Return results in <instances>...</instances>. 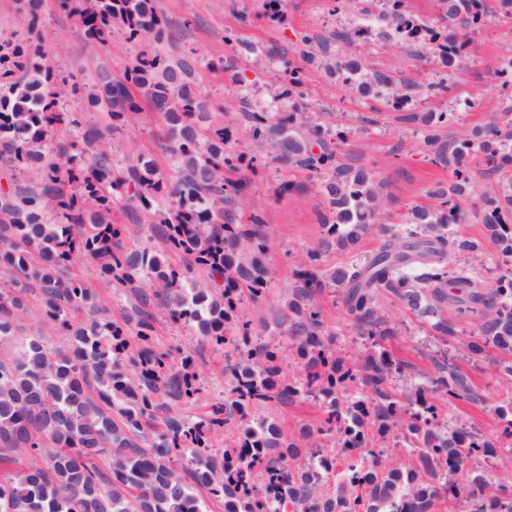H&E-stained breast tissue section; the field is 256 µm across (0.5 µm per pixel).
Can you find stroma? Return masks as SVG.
I'll list each match as a JSON object with an SVG mask.
<instances>
[{
	"instance_id": "stroma-1",
	"label": "stroma",
	"mask_w": 512,
	"mask_h": 512,
	"mask_svg": "<svg viewBox=\"0 0 512 512\" xmlns=\"http://www.w3.org/2000/svg\"><path fill=\"white\" fill-rule=\"evenodd\" d=\"M486 17L482 28L462 41L461 66L448 74L450 91L433 89L436 65L432 59L406 48L399 39L379 38L367 0H281L279 16H271L266 0H157L168 23L169 56L195 53L211 60L223 59L224 68L198 69L195 87L208 104L207 122L244 132L245 111L301 112L319 124L335 147L341 163L365 167L374 175L381 190L379 218L372 230L351 246L321 245L322 228L317 215L326 202L319 173L288 165L264 156L252 168L226 171L229 181L243 184L245 193L236 207L239 223H249L259 214L262 231L268 239L267 260L273 279L258 301H245L249 317L262 319L263 339L276 340L282 347L284 372L300 370L293 341L288 336V304L294 300L302 272L323 273L346 262L362 259L384 242L386 229L403 223L411 209L432 203L429 188L452 180L448 166L435 161L427 142L429 133L442 140L463 138L477 125L496 121L506 137L504 149L512 153V85H505L498 69L512 63V18L507 17L500 0H481ZM27 0H0V39L24 46H44L54 73L68 76L70 82L90 84L98 62H106L115 77L125 69L138 50L124 31L114 30L100 56L85 49L77 18L62 0H38V25H31ZM355 32L351 42L337 40L338 31ZM310 36L315 61L302 55L301 36ZM357 56L362 63L359 76L349 77L327 70L326 61ZM301 70L305 98L274 102L273 89L283 86L284 73ZM383 72L397 83L408 85L403 111H395L389 89L377 87L374 94L361 97L360 79ZM451 112L454 122L429 130L402 120L401 112ZM137 147L167 168L161 125L147 101H140L135 115L107 142L113 159L124 156L128 147ZM471 191L463 202L462 217L448 227L452 238H481L485 201L512 192V166L490 173L483 154L471 159ZM112 221L126 225L129 242L166 257L174 267L187 265L182 255L169 253L163 236L156 231L149 213L116 202ZM70 272L91 288L100 303L110 305L114 319H121L137 305L136 295L102 281L93 264L79 262ZM321 309L322 331L334 342L336 351L352 359L365 351V340L339 294L323 290L313 295ZM378 312L393 334L384 346L410 368L409 386L423 384L431 374V357L447 350L453 364L465 373L477 394L476 400L440 401L449 427L463 424L486 438H494L504 426L496 407L512 397V377L502 372L507 359L489 346L481 354L466 351L468 324H461L457 338L441 344L428 322L405 309L390 293L377 297ZM154 341L157 347L190 350L207 387L206 401L196 414H204L210 403L222 399L229 385L228 365L235 362L233 348L214 350L201 346L189 329L172 322L164 313L155 317ZM259 415L273 419L289 436H299L306 426H319L325 409L321 402L302 398L289 405L275 402L262 406Z\"/></svg>"
}]
</instances>
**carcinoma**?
Masks as SVG:
<instances>
[{
    "instance_id": "cac0c4a2",
    "label": "carcinoma",
    "mask_w": 512,
    "mask_h": 512,
    "mask_svg": "<svg viewBox=\"0 0 512 512\" xmlns=\"http://www.w3.org/2000/svg\"><path fill=\"white\" fill-rule=\"evenodd\" d=\"M445 17L476 32L483 13L478 0H440ZM83 44L105 46L115 26L128 40L150 50L136 54L122 81L101 68L87 93V104L123 121L137 110L130 87L146 97L164 128L175 181L164 178L153 160L130 151L117 170L104 145L108 133L90 128L72 144L81 165L56 154L52 132L71 123L61 97L76 86L55 75L39 48L0 43V159L13 168L42 167L39 191L14 196L0 192V340L16 337L18 321L28 311V295L39 294L45 318L65 336L54 348L32 333L19 338L17 351L0 358V512H203L206 500L224 503V512H438L440 503L467 494L469 512H512V486L496 482L482 463L499 449L482 435L448 421L432 398L476 400L477 394L448 357L433 359L431 389L399 388L397 379L409 365L393 357L378 339L392 335L377 314L378 291L385 290L417 316L431 320L440 336H455L459 320H468L472 354L493 345L512 352V270L484 286L460 269L448 271V254L494 250L512 258V194L491 199L483 216L482 240L448 239V225L461 215L469 196L468 158L485 155L495 172L512 165L502 152V134L488 122L462 140L428 137L436 161L453 170L454 180L429 191L436 204L413 210L405 224L388 234L379 250L365 260L348 262L319 276H304L288 304L301 372L289 376L280 365L275 342L257 343L253 321L242 313L246 288L260 298L270 280L267 240L262 219L236 222L233 200L239 184L224 170L252 167L256 156L232 146L224 126L203 128L197 120L206 106L194 89L198 59L171 58L165 50L166 23L156 0H74ZM381 35L396 36L411 49L433 53L444 75L460 65L459 52L432 35L417 39L420 25L395 7L376 15ZM332 72L357 74L355 56L336 59ZM394 80L376 73L358 83L363 97ZM433 129L448 122L446 112L406 116ZM246 131L257 146L271 148L274 158L323 170L326 207L319 224L327 238L346 246L375 223L380 186L370 172L338 161L325 132L298 120L296 114L249 116ZM321 144L320 152L313 145ZM125 198L133 208L154 209L169 251L186 255L208 271L204 288L188 287L191 268L170 265L146 249L125 245L126 230L112 223V207ZM94 264L98 276L133 290L143 299L195 326L200 342L213 348L234 346L239 353L229 366L230 387L224 401L206 415L183 414L158 420V398L182 405L201 400L204 387L194 355L154 347L153 317L118 322L98 304L90 288L65 275L72 263ZM153 288L147 295L141 284ZM337 287L347 310L366 336V352L346 361L321 334L320 310L312 300L316 288ZM83 315L80 320L75 314ZM323 399L326 414L317 429L301 439L285 436L270 419L251 420L253 410L270 402L288 404L302 396ZM242 426L237 443L217 442L232 421ZM336 438L341 456L323 455L314 434ZM405 442L412 459L392 468L385 449L373 446ZM21 455L41 464L15 473ZM111 461L108 471L99 467ZM302 464H297L299 458ZM336 473V491L319 484L320 472Z\"/></svg>"
}]
</instances>
